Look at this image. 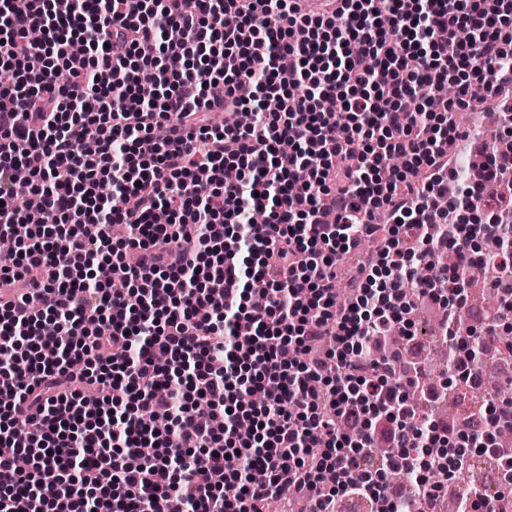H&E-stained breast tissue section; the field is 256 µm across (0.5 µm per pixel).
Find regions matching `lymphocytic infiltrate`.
Listing matches in <instances>:
<instances>
[{
  "instance_id": "lymphocytic-infiltrate-1",
  "label": "lymphocytic infiltrate",
  "mask_w": 512,
  "mask_h": 512,
  "mask_svg": "<svg viewBox=\"0 0 512 512\" xmlns=\"http://www.w3.org/2000/svg\"><path fill=\"white\" fill-rule=\"evenodd\" d=\"M510 23L512 0H0V238L31 227L0 252V512H439L429 448L512 428V397L460 430L411 403L446 391L422 359L371 344L412 343L427 301L467 381L512 346L455 315L485 270L512 318V210L485 209L512 159L448 173L454 113L490 99L512 132Z\"/></svg>"
}]
</instances>
